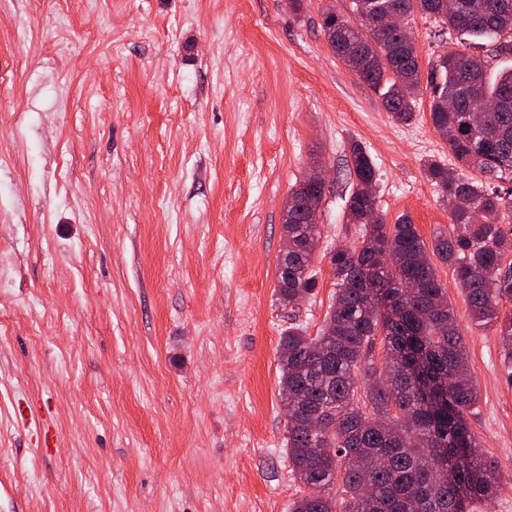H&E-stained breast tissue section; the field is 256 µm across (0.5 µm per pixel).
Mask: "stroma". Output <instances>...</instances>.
Wrapping results in <instances>:
<instances>
[{"label":"stroma","mask_w":512,"mask_h":512,"mask_svg":"<svg viewBox=\"0 0 512 512\" xmlns=\"http://www.w3.org/2000/svg\"><path fill=\"white\" fill-rule=\"evenodd\" d=\"M352 0H0V512H289L279 341L317 335L336 290L349 145L374 160L386 223L449 234L426 161L459 165L422 89L411 122L330 51ZM440 52L511 66L422 14ZM329 172L318 286L277 299L282 206ZM501 464L476 512H512V363L440 267Z\"/></svg>","instance_id":"stroma-1"}]
</instances>
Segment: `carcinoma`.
<instances>
[{"label": "carcinoma", "mask_w": 512, "mask_h": 512, "mask_svg": "<svg viewBox=\"0 0 512 512\" xmlns=\"http://www.w3.org/2000/svg\"><path fill=\"white\" fill-rule=\"evenodd\" d=\"M415 1L435 22L512 52L501 42L512 35V0H457V11L442 19L437 0H353L355 25L327 6L322 31L331 52L403 123L413 120L420 95L416 48L400 33L373 28L369 16ZM428 87L435 131L479 177L425 164L426 179L453 202L452 233L429 247L410 217L384 222L373 194L375 162L350 144L346 217L361 225V237L330 253L336 292L320 333L292 326L280 340L288 460L307 488L290 512H473L498 491L500 463L480 453L467 420L480 392L432 258L451 270L470 322L495 329L512 361V308L502 312L512 304V263H505L512 237L501 227L512 214V189L490 188L492 180L512 183V68L491 82L479 56L447 52L431 63ZM449 95L457 99L450 111L443 105ZM288 197L276 288L292 306L317 287L311 264L321 230L306 223L315 189L303 179ZM378 340L380 369L372 359ZM318 448L336 456L321 458Z\"/></svg>", "instance_id": "cac0c4a2"}]
</instances>
